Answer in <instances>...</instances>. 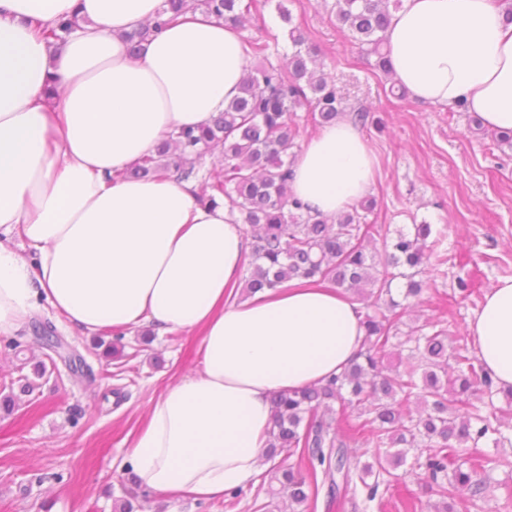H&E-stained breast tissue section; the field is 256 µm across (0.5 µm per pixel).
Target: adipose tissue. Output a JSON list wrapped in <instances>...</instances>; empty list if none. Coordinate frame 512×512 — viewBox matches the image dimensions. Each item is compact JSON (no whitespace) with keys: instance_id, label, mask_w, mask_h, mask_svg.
Here are the masks:
<instances>
[{"instance_id":"1","label":"adipose tissue","mask_w":512,"mask_h":512,"mask_svg":"<svg viewBox=\"0 0 512 512\" xmlns=\"http://www.w3.org/2000/svg\"><path fill=\"white\" fill-rule=\"evenodd\" d=\"M163 0H0V335L45 299L84 334L144 326L196 339L195 374L169 383L128 446L140 485L208 500L259 470L274 394L338 374L360 350L363 310L333 289L291 285L240 298L251 251L195 182L126 177L178 127L199 128L239 93L240 32L202 12L126 35ZM76 18L65 40L37 25ZM392 75L412 100L464 104L512 130V23L495 0H402L386 32ZM374 158L342 119L311 135L289 188L333 217L368 194ZM36 250L28 261L22 247ZM497 387H512V278L468 323Z\"/></svg>"}]
</instances>
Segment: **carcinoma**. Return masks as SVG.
<instances>
[{
  "instance_id": "cac0c4a2",
  "label": "carcinoma",
  "mask_w": 512,
  "mask_h": 512,
  "mask_svg": "<svg viewBox=\"0 0 512 512\" xmlns=\"http://www.w3.org/2000/svg\"><path fill=\"white\" fill-rule=\"evenodd\" d=\"M402 0H334L340 28L367 57L373 70L390 75L384 52L392 12ZM200 10L242 28L251 12L243 0H164L159 19L127 35L131 54L140 52L151 32ZM288 28L291 53L285 65L268 62L269 44L244 39L251 66L240 93L201 129L168 134L156 155L144 158L128 175L174 177L200 186V199L224 197L231 220L251 231L252 250L242 292L285 288L288 283H323L364 303L365 336L344 370L321 383L272 398L266 460V493L288 498V512H308L321 491L327 497L352 493L354 507L381 502L399 482L398 468L424 481L440 498L434 512H457L456 502L485 498L496 459L475 458L484 440L495 447L512 445V425L484 412L499 390L476 354L448 345V320L410 328L408 354L394 374L384 358L400 333L402 303L392 285H404L403 298L417 297L435 277L444 258L428 245L431 225L413 231L390 230L368 223L373 201L359 200L348 210L325 217L311 213L288 188L296 157V112L323 127L344 114L343 97L327 77L318 51L292 24L290 12L277 5ZM223 158L222 174H200L205 151ZM382 243L377 250L376 243ZM364 442L381 449L371 462L352 458ZM280 461H275L276 457Z\"/></svg>"
}]
</instances>
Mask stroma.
Here are the masks:
<instances>
[{
  "mask_svg": "<svg viewBox=\"0 0 512 512\" xmlns=\"http://www.w3.org/2000/svg\"><path fill=\"white\" fill-rule=\"evenodd\" d=\"M334 0H256L244 37L273 44L268 60L282 64L280 46L297 25L319 47L327 70L342 87L344 104L364 106L383 125L361 134L376 158L369 194L372 224L411 228L425 222L439 251L448 255L423 303L406 323L435 318L438 294L452 333L469 343L467 324L499 280L512 278V150L501 149L490 129H477L475 115L414 102L390 94V82L372 71L340 29ZM291 24H284L278 5ZM474 279L477 293L457 300L459 279ZM62 337L81 356L79 374L62 359H50L45 335ZM122 344L124 361L108 357ZM44 376H37L38 365ZM197 365L194 341L183 333L144 340L139 332L87 335L39 303L25 329L0 335V512H115L129 475L123 471L131 436L147 419L162 389ZM480 453L502 463L495 482L474 512H499L512 500V447L482 443ZM137 512H288L287 500L269 501L263 475L242 487L233 502L173 500L139 491Z\"/></svg>",
  "mask_w": 512,
  "mask_h": 512,
  "instance_id": "stroma-1",
  "label": "stroma"
}]
</instances>
